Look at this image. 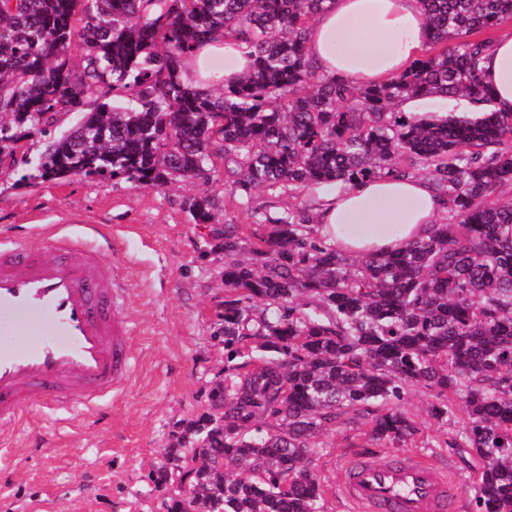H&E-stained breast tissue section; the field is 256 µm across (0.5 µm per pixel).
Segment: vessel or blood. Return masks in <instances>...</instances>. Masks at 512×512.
<instances>
[{
    "label": "vessel or blood",
    "mask_w": 512,
    "mask_h": 512,
    "mask_svg": "<svg viewBox=\"0 0 512 512\" xmlns=\"http://www.w3.org/2000/svg\"><path fill=\"white\" fill-rule=\"evenodd\" d=\"M93 224L33 248L16 241L0 249V420L28 407L72 410L118 394L131 378L133 321L119 281L102 264L113 248ZM463 475L414 453L398 463L349 464L343 489L369 512H445Z\"/></svg>",
    "instance_id": "vessel-or-blood-1"
}]
</instances>
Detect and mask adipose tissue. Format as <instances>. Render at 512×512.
Instances as JSON below:
<instances>
[{
	"mask_svg": "<svg viewBox=\"0 0 512 512\" xmlns=\"http://www.w3.org/2000/svg\"><path fill=\"white\" fill-rule=\"evenodd\" d=\"M426 36L418 0H334L306 35L310 57L320 70L353 85L382 81L403 72ZM228 63L227 78L246 73L252 59L233 38L206 43L189 69L216 59ZM481 81L495 109L512 112V29L501 33L481 63ZM448 199L431 179L414 175L367 178L338 186L315 212V234L350 256L391 254L427 239Z\"/></svg>",
	"mask_w": 512,
	"mask_h": 512,
	"instance_id": "obj_1",
	"label": "adipose tissue"
}]
</instances>
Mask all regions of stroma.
Returning <instances> with one entry per match:
<instances>
[{"instance_id": "1", "label": "stroma", "mask_w": 512, "mask_h": 512, "mask_svg": "<svg viewBox=\"0 0 512 512\" xmlns=\"http://www.w3.org/2000/svg\"><path fill=\"white\" fill-rule=\"evenodd\" d=\"M32 172L0 158V241L32 228L107 226L120 249L105 251V270L120 278L135 320L134 375L124 395L97 408L34 406L19 423L0 422V512H159L163 493L149 474L185 422L207 410L224 376V340L213 334L226 295L224 254L212 240L225 225L299 208L309 195L259 190L243 205L220 178L160 190L84 177L42 181ZM199 196L214 201L216 223H193L188 203ZM433 402L418 386L400 405L421 431L416 452L467 472L468 456L447 446L453 428L434 419ZM368 420L352 413L320 436L328 512H355L335 482L350 453L392 454L371 438Z\"/></svg>"}]
</instances>
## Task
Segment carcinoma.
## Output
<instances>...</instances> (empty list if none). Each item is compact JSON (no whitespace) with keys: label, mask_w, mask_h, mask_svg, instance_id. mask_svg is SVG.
Segmentation results:
<instances>
[{"label":"carcinoma","mask_w":512,"mask_h":512,"mask_svg":"<svg viewBox=\"0 0 512 512\" xmlns=\"http://www.w3.org/2000/svg\"><path fill=\"white\" fill-rule=\"evenodd\" d=\"M333 0H0V156L49 137L43 181L120 178L163 189L226 175L243 205L257 189L317 190L424 168L447 217L402 253L349 259L313 235L307 209L263 215L265 237L224 230L216 335L224 387L165 449L167 512H326L313 457L319 432L377 404L374 438L420 433L399 409L435 391L433 416L464 415L447 442L473 458L470 512H512V115L493 109L475 34L512 19V0H421L428 54L354 86L309 57L306 32ZM220 34L251 51L249 71L207 87L185 62ZM468 96L486 116L423 125L396 106ZM61 114L77 122L54 134ZM216 206L191 201L196 224ZM249 252L262 268L240 260ZM259 341L257 368L236 363Z\"/></svg>","instance_id":"carcinoma-1"}]
</instances>
